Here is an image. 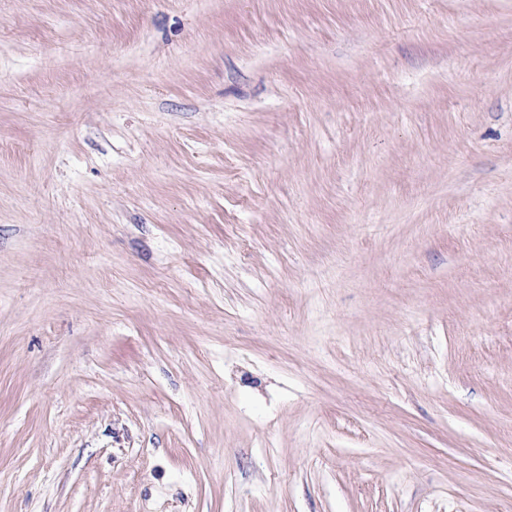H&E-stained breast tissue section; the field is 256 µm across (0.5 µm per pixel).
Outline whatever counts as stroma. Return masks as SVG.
I'll use <instances>...</instances> for the list:
<instances>
[{"label":"stroma","mask_w":512,"mask_h":512,"mask_svg":"<svg viewBox=\"0 0 512 512\" xmlns=\"http://www.w3.org/2000/svg\"><path fill=\"white\" fill-rule=\"evenodd\" d=\"M0 512H512V0H0Z\"/></svg>","instance_id":"stroma-1"}]
</instances>
